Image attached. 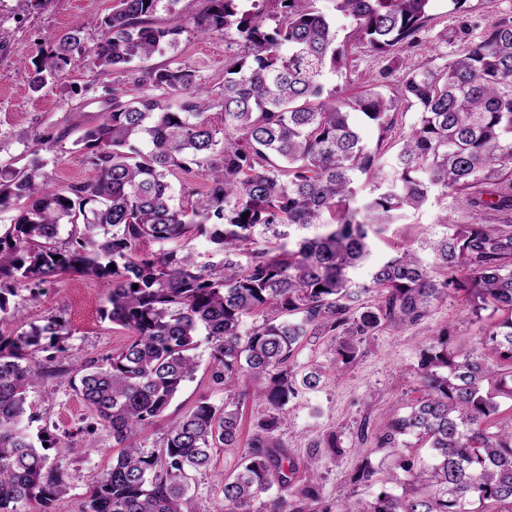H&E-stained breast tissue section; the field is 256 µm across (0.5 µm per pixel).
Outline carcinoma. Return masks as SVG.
<instances>
[{"label":"carcinoma","mask_w":512,"mask_h":512,"mask_svg":"<svg viewBox=\"0 0 512 512\" xmlns=\"http://www.w3.org/2000/svg\"><path fill=\"white\" fill-rule=\"evenodd\" d=\"M268 1L277 9L273 27L264 20ZM178 2L118 0L90 47L86 24L75 23L34 63L32 89L89 58L104 74L175 51L183 27L154 17ZM204 2L190 22L195 34L238 35L219 93L174 59L142 69L134 84L144 94L125 100L114 89L100 122L74 141L94 179L58 189L41 181L37 160L0 168V210L26 202L0 231V311L14 283L33 292L53 277L85 274L108 288L102 318L130 333L119 351L83 362L71 379L118 447L81 512H185L192 474L210 466L215 448L236 443L238 411L205 398L171 424L158 454L135 441L194 378L203 339L213 379L239 381L238 399L268 405L251 449L222 479L224 512H512V425L497 421L498 398L512 400V21L454 58L419 61L399 51L422 42L431 0H335L352 25L341 44L316 0H249L245 10L243 0ZM357 52L389 64L372 87L340 99L326 81L352 71ZM396 71L403 76L388 95ZM401 105L417 121L386 161L384 140ZM354 112L378 126L376 146L351 122ZM192 170L204 189L180 180ZM363 175L377 184L358 202ZM435 192L492 211L497 223L445 218L440 234L374 258L372 237ZM194 236L212 246L210 260L183 244L146 250ZM363 266L368 276L359 281ZM451 295L464 296L477 320L484 311L501 320L468 351L453 344L451 329L438 331L418 365L422 397L389 413L375 436L377 448L410 435L427 445L426 467L399 464L416 491L400 496L387 478L370 499L341 501L334 511L308 489L300 492L305 507L282 495L256 504L272 478L290 482L293 464L273 439L286 405L323 381L317 366L295 371L302 342L419 325ZM267 306L278 316L244 329ZM67 336L54 317L0 336V512L33 501L39 512H55L69 492L47 454L60 439L29 433L36 413L28 402L29 388L47 375L36 352L48 346L68 358Z\"/></svg>","instance_id":"carcinoma-1"}]
</instances>
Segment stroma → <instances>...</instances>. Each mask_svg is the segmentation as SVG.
I'll return each instance as SVG.
<instances>
[{
	"label": "stroma",
	"mask_w": 512,
	"mask_h": 512,
	"mask_svg": "<svg viewBox=\"0 0 512 512\" xmlns=\"http://www.w3.org/2000/svg\"><path fill=\"white\" fill-rule=\"evenodd\" d=\"M116 0H0V162L23 166L39 159L41 173L51 185L63 188L95 177L96 172L73 141L86 128L99 123L103 109L112 100L113 88L137 94L133 72L99 74L93 65L60 71L40 92L29 87L34 61L50 42L76 21H83L87 38H94L95 23L107 16ZM467 15L452 12L448 0H432V27L413 52L420 60L433 52L455 57L469 43L501 19L512 18V0H467ZM234 33L200 39L192 31L180 36L177 58L195 71L206 88L215 91L224 82V53ZM63 133L64 139L46 150L35 142L36 134ZM452 224H483L486 215L455 203L429 199L415 215L393 226L378 243L381 256L394 254L403 245L437 233L440 218ZM106 290L96 278L69 274L45 284L38 299L16 285L8 313H0V335L14 336L41 323L45 317L62 319L69 331L70 357L51 359L49 351L37 358L49 361L53 376L33 387L29 400L38 414L32 432L60 438V447L50 449V463L63 474L69 493L55 504V512H77L90 488L111 466L115 453L112 435L97 424L89 409L70 385L79 365L101 359L123 347L129 334L103 320L100 308ZM455 329L457 346H476L486 321L470 317L465 302L449 297L435 304L428 320L418 326L388 328L355 341V356L343 362L337 354L346 341L342 333L329 334L303 344L295 355L299 369L322 366L323 385L304 392L288 404V422L276 433L281 446L296 466L289 487L272 485L271 495L296 498L301 489L313 490L323 504L337 500L349 503L369 498V484L357 481L364 464L378 470L380 478L400 475L401 457L415 464L427 460L426 449L416 446L414 437L396 448L378 449L360 444L359 431L377 435L384 426L386 411L406 412L421 397L416 376L420 350L431 332L445 326ZM200 367L170 404L165 415L143 430L138 441L144 452L158 451L170 424L189 411L200 399L221 406L237 391L231 384L214 383L210 350L201 346ZM265 411L262 401L251 399L242 407L240 442L235 448L216 449L206 472L194 474L189 482L193 512H224L221 480L233 473L254 433L253 424ZM336 435L339 452H331L326 441Z\"/></svg>",
	"instance_id": "1"
}]
</instances>
